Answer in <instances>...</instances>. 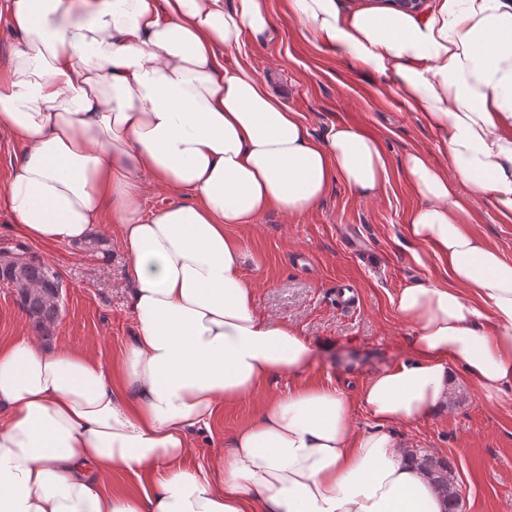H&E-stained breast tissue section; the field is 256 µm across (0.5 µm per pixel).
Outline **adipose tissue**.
<instances>
[{"label":"adipose tissue","instance_id":"obj_1","mask_svg":"<svg viewBox=\"0 0 512 512\" xmlns=\"http://www.w3.org/2000/svg\"><path fill=\"white\" fill-rule=\"evenodd\" d=\"M316 49L387 77L448 160L399 168L423 200L407 236L448 267L394 300L413 354L350 400L302 383L269 396L207 467L191 434L217 408L304 370L311 343L262 315L231 226L307 214L333 179L374 198L390 164L345 124L314 139L258 70L268 0H0V131L25 147L0 196L20 236L77 242L113 225L129 258L133 335L112 368L22 337L0 344V512H444L389 428L449 404L456 375L512 398V260L468 229L489 199L512 219V0H426L418 13L283 0ZM169 201L143 208L144 181ZM123 468L150 495L108 491Z\"/></svg>","mask_w":512,"mask_h":512}]
</instances>
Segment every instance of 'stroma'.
Masks as SVG:
<instances>
[{
    "mask_svg": "<svg viewBox=\"0 0 512 512\" xmlns=\"http://www.w3.org/2000/svg\"><path fill=\"white\" fill-rule=\"evenodd\" d=\"M279 27L274 41L247 42L239 57L267 80L273 93L300 112L314 138L347 124L378 137L395 169L374 199L360 198L332 181L318 208L285 217L269 212L257 223L235 226L248 258L259 311L301 329L313 345L305 369L272 379L267 391L284 393L303 381L335 385L352 402L350 423L361 431L371 418L359 402L369 378L412 353L409 328L392 303L417 280L447 281L448 273L405 226L420 203L396 166L408 151L425 152L438 166L447 160L422 119L409 111L381 77L307 45L282 0H268ZM472 232L512 259V221L487 199L472 206ZM0 200V251L24 245L61 282V309L49 335H40L19 305L16 288L0 281V341L33 337L45 347L66 345L111 366L134 330L125 283L129 260L111 225H96L76 243L22 242ZM425 255L417 264L415 254ZM350 302H343V292ZM262 394L220 407L210 430L192 434L191 465L228 452L241 425L253 418ZM391 432L407 450L423 448L447 460L461 495V512H512V401L487 402L458 382L451 404L432 417L398 423Z\"/></svg>",
    "mask_w": 512,
    "mask_h": 512,
    "instance_id": "1",
    "label": "stroma"
}]
</instances>
